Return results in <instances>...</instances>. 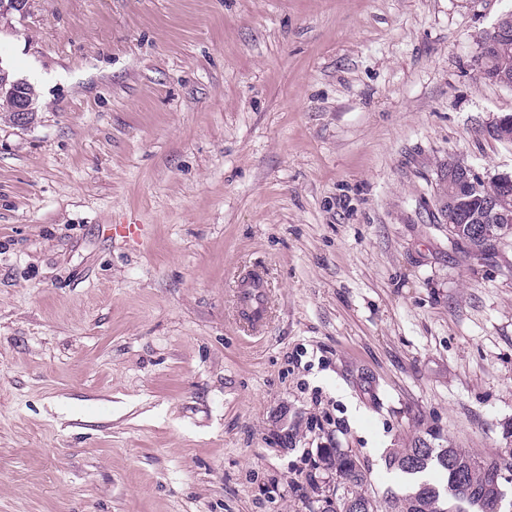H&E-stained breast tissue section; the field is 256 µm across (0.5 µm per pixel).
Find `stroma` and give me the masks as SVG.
<instances>
[{
  "instance_id": "35a3bbf8",
  "label": "stroma",
  "mask_w": 512,
  "mask_h": 512,
  "mask_svg": "<svg viewBox=\"0 0 512 512\" xmlns=\"http://www.w3.org/2000/svg\"><path fill=\"white\" fill-rule=\"evenodd\" d=\"M512 0H33L0 63V512H319L356 455L512 450V238L440 169L512 173L480 41ZM113 224H139L129 243ZM263 274L262 334L239 316ZM28 87L26 81L10 78L0 63V112H9L11 117L14 115L17 124H25L36 111V103ZM478 194L484 198H494L502 195L505 197L504 199L507 204L512 206V186H510L508 192L505 193L495 180L487 184L480 182V192ZM507 204L494 201L483 204L488 214V222L490 224H480L479 220L473 221L474 224H458L459 220H461L460 216L463 210L456 207L458 205L457 197L448 196V238L452 242L459 240L455 236V231H453L451 226V224H457L455 226L457 236L467 242V244L461 242L459 245L470 250L475 256L487 255L491 250L481 249H490L492 246V234L495 235L498 233L497 229L493 228L491 224L497 225L498 228L502 230V234L496 236V241L492 242L495 246L499 243L501 238H505L509 235L512 236V208H509ZM468 244L473 247L470 248Z\"/></svg>"
}]
</instances>
